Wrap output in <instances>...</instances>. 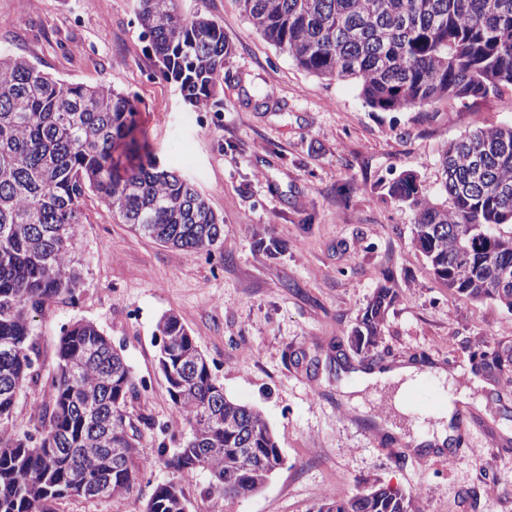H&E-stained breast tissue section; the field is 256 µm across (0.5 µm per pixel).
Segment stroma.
Wrapping results in <instances>:
<instances>
[{
    "label": "stroma",
    "instance_id": "stroma-1",
    "mask_svg": "<svg viewBox=\"0 0 512 512\" xmlns=\"http://www.w3.org/2000/svg\"><path fill=\"white\" fill-rule=\"evenodd\" d=\"M224 25L229 54L212 103L186 104L147 51L133 0H0V53L51 77L110 85L134 97L137 121L161 165L204 194L224 225L211 253L167 247L117 223L95 197L85 203L75 260L81 285L33 323L41 374L57 365L61 330L93 323L131 369L138 396L127 410L150 416L139 449L149 461L118 502L72 498L57 512H144L157 484L182 482L191 512H312L327 495L382 485L414 512H512V385L477 366L481 352L512 346V313L459 297L411 243L415 214L388 186L414 174L445 202L440 156L479 128L512 124V92L476 106L427 110L368 106L352 81L312 75L266 42L237 0H186ZM82 44V54L69 53ZM397 292L379 347L351 346L377 288ZM173 313L195 338L227 396L258 407L273 428L282 467L246 498H208L205 475L183 479L160 451L189 435L157 367V325ZM425 354L479 390L469 407L478 454H396L374 445L371 391L347 407L353 372Z\"/></svg>",
    "mask_w": 512,
    "mask_h": 512
}]
</instances>
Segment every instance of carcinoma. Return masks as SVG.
<instances>
[{
  "instance_id": "1",
  "label": "carcinoma",
  "mask_w": 512,
  "mask_h": 512,
  "mask_svg": "<svg viewBox=\"0 0 512 512\" xmlns=\"http://www.w3.org/2000/svg\"><path fill=\"white\" fill-rule=\"evenodd\" d=\"M245 17L305 71L353 80L381 110L440 103L477 105L512 91V0H239ZM136 15L161 77L183 101L212 98L224 72V26L183 0H137ZM134 98L107 84L50 77L0 54V512H50L49 505L102 485L114 502L134 489L144 467L138 424L126 411L135 383L124 357L95 325L61 331L56 372L35 368V315L75 295L72 256L89 195L140 235L189 252L211 251L224 225L207 199L161 166L137 135ZM446 203L432 202L416 178L393 181L389 194L415 213L412 244L458 296L490 300L512 312V125L480 128L446 145ZM396 299L377 290L354 332L356 349L378 347ZM159 370L176 410L191 427L166 467L209 476L205 493L246 497L282 459L263 414L224 395L179 317L164 316ZM494 376L512 382V353L482 356ZM44 384L51 403L34 432L11 433L18 394ZM185 488L156 485L145 512H188ZM317 512H412L411 498L384 486L325 496Z\"/></svg>"
}]
</instances>
